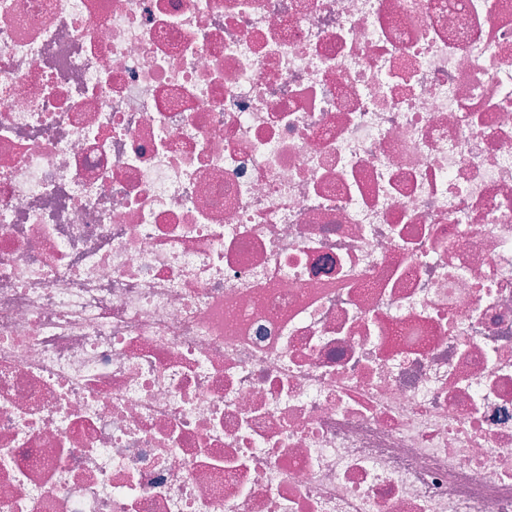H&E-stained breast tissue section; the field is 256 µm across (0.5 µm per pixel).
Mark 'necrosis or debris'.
<instances>
[{"mask_svg":"<svg viewBox=\"0 0 512 512\" xmlns=\"http://www.w3.org/2000/svg\"><path fill=\"white\" fill-rule=\"evenodd\" d=\"M0 512H512V0H0Z\"/></svg>","mask_w":512,"mask_h":512,"instance_id":"necrosis-or-debris-1","label":"necrosis or debris"}]
</instances>
